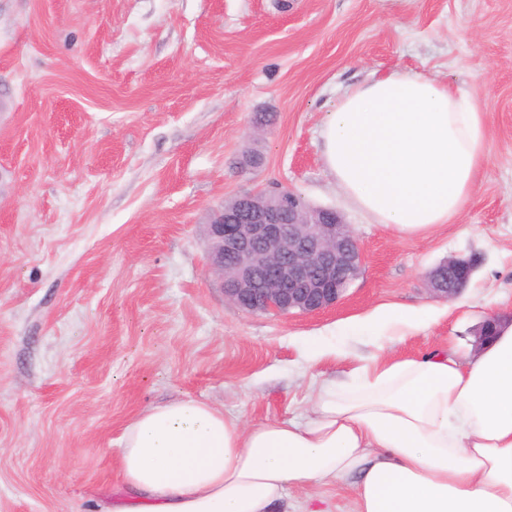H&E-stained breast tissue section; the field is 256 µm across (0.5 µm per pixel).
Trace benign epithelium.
Returning a JSON list of instances; mask_svg holds the SVG:
<instances>
[{"label": "benign epithelium", "mask_w": 512, "mask_h": 512, "mask_svg": "<svg viewBox=\"0 0 512 512\" xmlns=\"http://www.w3.org/2000/svg\"><path fill=\"white\" fill-rule=\"evenodd\" d=\"M233 212L212 211L204 245L211 270L230 301L250 312L316 313L339 302L358 278L363 249L333 209L303 211L293 193L274 190L237 196ZM481 257H451L427 276L430 293L441 299L462 294ZM512 314L487 316L473 346L479 348L494 323Z\"/></svg>", "instance_id": "obj_1"}]
</instances>
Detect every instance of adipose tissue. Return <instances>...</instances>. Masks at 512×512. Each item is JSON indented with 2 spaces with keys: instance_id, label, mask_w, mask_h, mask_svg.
Instances as JSON below:
<instances>
[{
  "instance_id": "1",
  "label": "adipose tissue",
  "mask_w": 512,
  "mask_h": 512,
  "mask_svg": "<svg viewBox=\"0 0 512 512\" xmlns=\"http://www.w3.org/2000/svg\"><path fill=\"white\" fill-rule=\"evenodd\" d=\"M321 139L343 196L407 236L461 213L487 150L465 89L400 70L347 90ZM428 325L382 306L348 327L379 338ZM349 375L347 391L321 381L298 418L248 426L190 398L142 410L100 512H277L289 490L351 476L355 512H512V325L470 359L375 357Z\"/></svg>"
}]
</instances>
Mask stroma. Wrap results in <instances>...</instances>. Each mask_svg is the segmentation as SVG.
<instances>
[{
  "label": "stroma",
  "mask_w": 512,
  "mask_h": 512,
  "mask_svg": "<svg viewBox=\"0 0 512 512\" xmlns=\"http://www.w3.org/2000/svg\"><path fill=\"white\" fill-rule=\"evenodd\" d=\"M395 69L467 88L488 128L472 200L416 237L352 208L321 156L345 91ZM272 188L359 239L336 306L250 313L210 271L206 215ZM472 253L459 306L433 297L428 273ZM384 304L432 322L311 362ZM493 313H512V0H0V512H95L145 408L297 417L348 359L463 358Z\"/></svg>",
  "instance_id": "obj_1"
}]
</instances>
